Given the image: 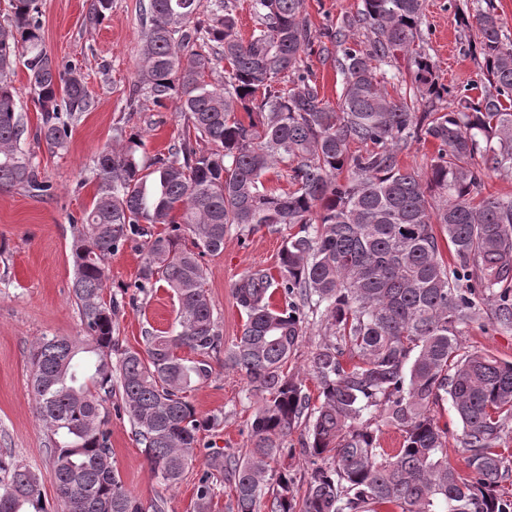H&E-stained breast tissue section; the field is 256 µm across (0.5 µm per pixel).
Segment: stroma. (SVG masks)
<instances>
[{
	"mask_svg": "<svg viewBox=\"0 0 512 512\" xmlns=\"http://www.w3.org/2000/svg\"><path fill=\"white\" fill-rule=\"evenodd\" d=\"M90 0H38L43 41L58 62L77 64L92 105L72 127L68 146L51 151L32 144L42 178L52 186L50 195L37 196L15 187L0 191V450L12 451L38 474L40 489L54 512H63L49 460L45 431L34 412L30 392L29 351L42 336H77L78 311L71 292L73 267L72 218L89 210L96 193L93 164L111 144L115 127L139 131L148 154L166 152L177 139L183 116L176 103L159 107L141 99L129 106L128 92L140 66L141 7L146 0H112L104 19L86 20ZM477 0H425L422 26L424 48L434 64L439 85L447 92L436 106L454 108L463 92L478 96L479 60L472 47L478 31L467 18ZM361 0H306L311 22L312 50L304 57L313 79L330 104H337L341 76L325 48V29L355 15ZM283 242L280 232L259 228L231 231L220 254L203 258L205 289L225 343L240 336L245 320L232 295L236 281L253 268L278 271ZM142 252L130 243L106 261V292L118 304L112 334L120 346L143 347L142 331L165 329L176 317L177 305L169 292L134 289ZM461 339L470 350H482L512 361V331L492 324L462 327ZM210 380L188 392L189 401L203 415L219 414V428L203 435L195 460L177 487L154 478L129 419L111 413L112 460L126 487L143 502L162 501L164 512H193L195 487L216 455H241L250 446V422L262 403L251 392L241 372L212 362Z\"/></svg>",
	"mask_w": 512,
	"mask_h": 512,
	"instance_id": "obj_1",
	"label": "stroma"
}]
</instances>
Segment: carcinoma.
I'll return each mask as SVG.
<instances>
[{"label":"carcinoma","mask_w":512,"mask_h":512,"mask_svg":"<svg viewBox=\"0 0 512 512\" xmlns=\"http://www.w3.org/2000/svg\"><path fill=\"white\" fill-rule=\"evenodd\" d=\"M304 2L252 0L258 27L246 41L230 0L144 5L141 66L128 100L176 99L184 124L165 154L147 155L141 134L121 127L98 154L96 194L72 245L83 335L43 336L29 353L34 408L66 512H163L162 502L136 497L113 465L106 403L121 392L152 475L175 487L202 433L223 422L187 400L220 354L263 404L249 451L210 459L195 512H211L216 473L231 486L232 512H512L501 491L512 478L503 447L512 362L465 351L459 339L461 327L485 320L512 329V197L475 200L488 173L512 175V41L493 10H477L488 86L476 100L461 96L453 111L431 104L418 113L420 101L443 91L418 44L424 0H362L328 33L342 76L335 108L302 59L311 44ZM10 9L0 22V189L40 193L39 164L22 144L31 137L65 149L91 102L75 65L60 66L45 48L36 0H10ZM401 55L414 70L396 100L378 72ZM217 62L224 75L212 84L206 77ZM19 65L40 112L33 134L14 86ZM421 140L437 145L425 176L399 161ZM279 165L295 186L284 194L264 181ZM156 224L170 232L152 233ZM295 226L278 276L254 269L233 285L246 320L225 346L201 259L221 253L233 229ZM186 233L192 250L183 247ZM137 239L143 263L134 287L161 283L178 303L171 328L144 330L142 351L113 340L118 306L104 292L107 257ZM310 313L324 330L307 369L316 404L304 379L284 372ZM445 399L462 428L464 474L449 462L448 428L436 417ZM377 418L401 432L399 447L382 448ZM300 426L310 469L299 499L293 477L272 463ZM0 512H53L38 474L7 453Z\"/></svg>","instance_id":"1"}]
</instances>
